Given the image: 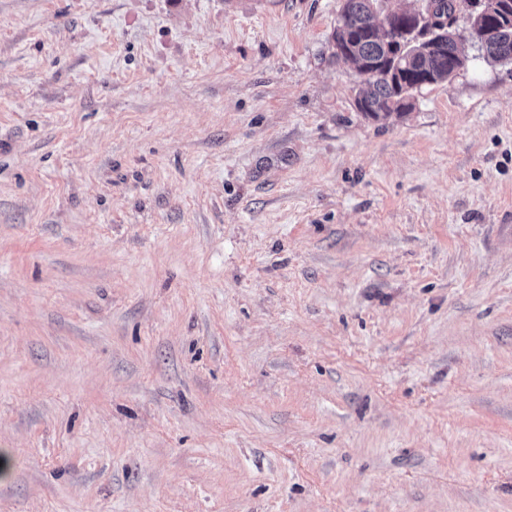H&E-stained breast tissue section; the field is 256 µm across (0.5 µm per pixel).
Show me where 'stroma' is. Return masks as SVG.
Segmentation results:
<instances>
[{
    "label": "stroma",
    "instance_id": "stroma-1",
    "mask_svg": "<svg viewBox=\"0 0 512 512\" xmlns=\"http://www.w3.org/2000/svg\"><path fill=\"white\" fill-rule=\"evenodd\" d=\"M341 6L0 0V512H512V63ZM347 1V3H346ZM346 6L342 10L336 29L334 30L333 39L337 37L341 41L344 38L350 45L348 51L343 46L336 44V53L340 58H350L353 63H362V71L360 75L368 78L377 74L371 79H364L365 88L362 91L363 106L366 111L363 114L374 121H383L390 118L393 114L394 106L402 94L411 95L417 83L416 77L423 73L420 70L433 72L438 78V83L448 80L449 76L454 72L455 66H462L465 59L461 48L460 34L452 33L451 28L454 25L452 20L441 19L440 17H448L456 14L458 11V2L460 0H427L430 1L433 9L427 1L420 0V6L408 12L405 16L416 27H425L430 31H436L448 28L442 35H438V41L435 47L426 54L413 52L419 49V43L426 40L427 31L421 30L410 36L407 47L401 49L397 44L396 48L387 45L386 42L401 43L402 39H398V30L395 27L394 14H387L382 21L376 23L378 34L383 40L374 37L369 31L368 26L371 24L377 6L382 0H346ZM344 3V5H345ZM436 14V15H435ZM450 27V28H449ZM399 61L393 68L387 70L371 71L367 64L377 63L384 59L390 53ZM335 53V55H336ZM391 69L393 70L390 74ZM433 73H426L421 79V86L431 85L435 83ZM414 91V92H415Z\"/></svg>",
    "mask_w": 512,
    "mask_h": 512
}]
</instances>
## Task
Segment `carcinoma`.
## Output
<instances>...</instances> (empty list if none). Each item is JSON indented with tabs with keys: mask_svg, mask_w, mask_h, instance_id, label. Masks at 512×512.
<instances>
[{
	"mask_svg": "<svg viewBox=\"0 0 512 512\" xmlns=\"http://www.w3.org/2000/svg\"><path fill=\"white\" fill-rule=\"evenodd\" d=\"M379 2L381 0H347L333 34V37L348 42L349 58L356 64H374L391 53L398 59L393 70H381L375 77L364 80L362 96L363 106L367 110L365 116L374 121H383L392 116L398 99L414 91L420 71H430L443 82L453 74L455 67L463 65L465 59L460 35L449 29L437 36L434 49L426 54L417 52V49L428 33L424 30L411 33V24L403 18L399 25L410 35L407 47L394 48L373 36L368 26L377 13ZM483 23L496 30L481 45L485 60L512 62V11L504 9L488 14L483 18Z\"/></svg>",
	"mask_w": 512,
	"mask_h": 512,
	"instance_id": "cac0c4a2",
	"label": "carcinoma"
}]
</instances>
